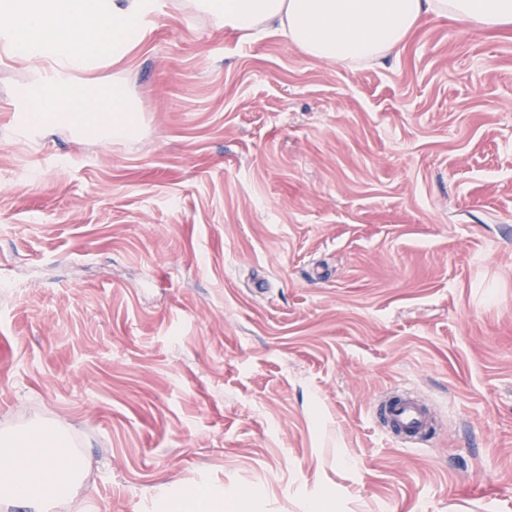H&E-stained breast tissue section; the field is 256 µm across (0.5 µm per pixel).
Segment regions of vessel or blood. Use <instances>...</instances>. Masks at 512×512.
Segmentation results:
<instances>
[{"label": "vessel or blood", "instance_id": "b4317fda", "mask_svg": "<svg viewBox=\"0 0 512 512\" xmlns=\"http://www.w3.org/2000/svg\"><path fill=\"white\" fill-rule=\"evenodd\" d=\"M384 428L399 439L424 444L436 435L435 423L429 408L408 393H397L380 404Z\"/></svg>", "mask_w": 512, "mask_h": 512}]
</instances>
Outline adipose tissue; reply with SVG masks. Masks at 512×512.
Wrapping results in <instances>:
<instances>
[{
    "label": "adipose tissue",
    "instance_id": "obj_1",
    "mask_svg": "<svg viewBox=\"0 0 512 512\" xmlns=\"http://www.w3.org/2000/svg\"><path fill=\"white\" fill-rule=\"evenodd\" d=\"M216 25L278 35L305 56L353 67L398 55L424 19L462 28L512 25V0H200ZM85 457L56 430L28 425L0 435V512H51L88 475Z\"/></svg>",
    "mask_w": 512,
    "mask_h": 512
}]
</instances>
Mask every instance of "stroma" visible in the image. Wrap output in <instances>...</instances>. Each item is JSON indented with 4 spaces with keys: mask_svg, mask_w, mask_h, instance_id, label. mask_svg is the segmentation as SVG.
Segmentation results:
<instances>
[{
    "mask_svg": "<svg viewBox=\"0 0 512 512\" xmlns=\"http://www.w3.org/2000/svg\"><path fill=\"white\" fill-rule=\"evenodd\" d=\"M0 42V432L45 423L89 512H512V28L419 23L348 68L157 0L135 136L23 131ZM437 420L397 445L380 395ZM200 494L194 487H187L179 497L174 500H163L161 511L164 512H198L200 508Z\"/></svg>",
    "mask_w": 512,
    "mask_h": 512,
    "instance_id": "stroma-1",
    "label": "stroma"
}]
</instances>
